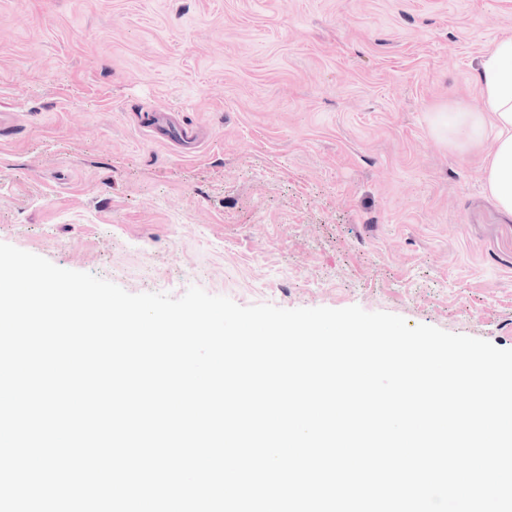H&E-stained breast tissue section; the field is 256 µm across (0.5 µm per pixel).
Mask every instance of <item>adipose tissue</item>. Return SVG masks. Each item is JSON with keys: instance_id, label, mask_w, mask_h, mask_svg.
Listing matches in <instances>:
<instances>
[{"instance_id": "ef3b65f1", "label": "adipose tissue", "mask_w": 512, "mask_h": 512, "mask_svg": "<svg viewBox=\"0 0 512 512\" xmlns=\"http://www.w3.org/2000/svg\"><path fill=\"white\" fill-rule=\"evenodd\" d=\"M482 105H449L437 113L434 130L462 147L493 136L495 149L486 170V185L498 206L512 214V37L496 42L479 73Z\"/></svg>"}]
</instances>
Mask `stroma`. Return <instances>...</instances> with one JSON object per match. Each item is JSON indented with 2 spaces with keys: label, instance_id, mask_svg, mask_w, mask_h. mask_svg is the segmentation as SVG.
<instances>
[{
  "label": "stroma",
  "instance_id": "35a3bbf8",
  "mask_svg": "<svg viewBox=\"0 0 512 512\" xmlns=\"http://www.w3.org/2000/svg\"><path fill=\"white\" fill-rule=\"evenodd\" d=\"M512 0H0V242L131 293L353 305L512 349L481 104ZM176 112L191 152L142 127Z\"/></svg>",
  "mask_w": 512,
  "mask_h": 512
}]
</instances>
